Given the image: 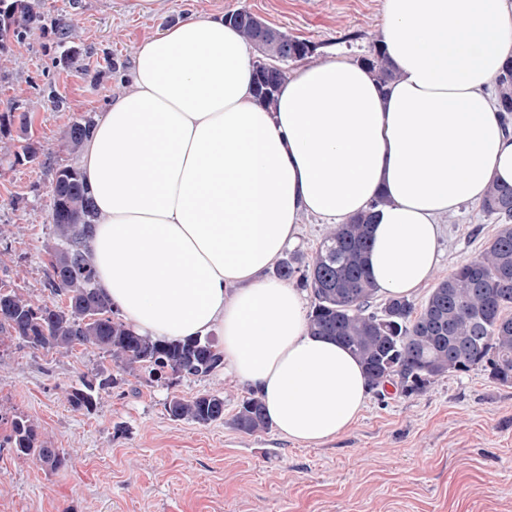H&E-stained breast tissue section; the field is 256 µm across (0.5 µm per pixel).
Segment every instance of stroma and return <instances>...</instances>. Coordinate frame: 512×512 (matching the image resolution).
Wrapping results in <instances>:
<instances>
[{
  "label": "stroma",
  "mask_w": 512,
  "mask_h": 512,
  "mask_svg": "<svg viewBox=\"0 0 512 512\" xmlns=\"http://www.w3.org/2000/svg\"><path fill=\"white\" fill-rule=\"evenodd\" d=\"M240 8L315 44V63L366 55L384 23L382 0H44L41 28L0 64V116L11 122L0 134V289L62 304L48 286V210L54 166L79 160L60 149L71 122L96 115L124 87L142 40ZM61 20L71 26L65 45ZM29 143L41 162L17 161ZM498 230L476 204L446 216L440 265L412 302H424ZM98 372L115 384L92 411L73 409L66 390ZM216 391L224 421L199 426L165 411L171 396ZM249 394L220 371L157 383L95 348L62 355L0 338V512H512V385L484 369L419 393L370 394L348 432L316 446L272 428H232ZM18 416L68 453L70 466L53 471L17 456L7 438Z\"/></svg>",
  "instance_id": "1"
}]
</instances>
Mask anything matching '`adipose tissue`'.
<instances>
[{
  "mask_svg": "<svg viewBox=\"0 0 512 512\" xmlns=\"http://www.w3.org/2000/svg\"><path fill=\"white\" fill-rule=\"evenodd\" d=\"M382 8L390 85L338 55L298 65L270 108L223 17L150 36L79 158L99 291L140 335L218 332L225 373L302 445L347 432L369 386L345 347L310 335L299 291L269 275L301 217L375 210L370 280L409 296L439 265L441 218L512 185V127L485 92L512 57V0Z\"/></svg>",
  "mask_w": 512,
  "mask_h": 512,
  "instance_id": "ef3b65f1",
  "label": "adipose tissue"
}]
</instances>
